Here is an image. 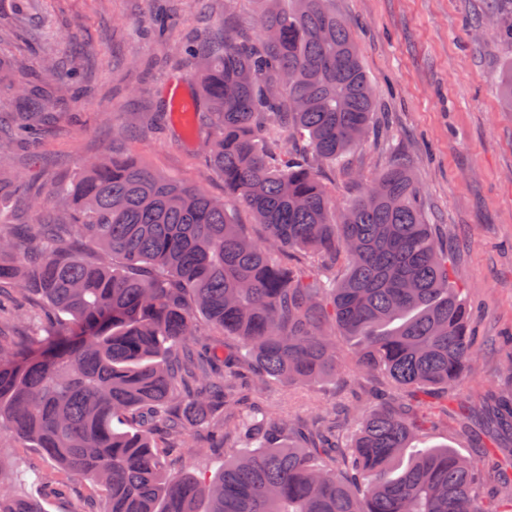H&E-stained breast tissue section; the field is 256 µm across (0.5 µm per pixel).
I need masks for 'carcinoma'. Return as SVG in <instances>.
I'll use <instances>...</instances> for the list:
<instances>
[{"instance_id": "1", "label": "carcinoma", "mask_w": 512, "mask_h": 512, "mask_svg": "<svg viewBox=\"0 0 512 512\" xmlns=\"http://www.w3.org/2000/svg\"><path fill=\"white\" fill-rule=\"evenodd\" d=\"M262 2L255 39L226 31L181 45L197 63L224 199L108 154L50 191L52 215L0 225V283L12 285L0 293V435L88 477L103 512H512V448L489 449L488 467L447 447L395 467L448 414L427 399L448 396L475 363L474 313L452 285L410 161L394 155L342 208L321 181L318 165L345 160L376 105L331 0ZM83 80L61 58L38 71L20 64L0 153L41 144ZM499 90L512 111V65ZM23 192L0 177V196ZM231 203L265 226V240L243 234ZM282 249L302 261L278 262ZM23 296L39 298L45 335L21 343L4 325ZM197 313L236 341L235 356L203 341ZM338 336L358 342L356 376L386 386L352 444L340 427L356 403L322 414L302 445L238 448L209 479L165 472L159 426L169 447L190 448L191 425L207 421L208 450L294 429L245 413L244 391L337 378ZM461 411L487 415L490 440L512 428V401L489 396ZM9 471L0 458V512H44L5 488Z\"/></svg>"}]
</instances>
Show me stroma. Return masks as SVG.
<instances>
[{
  "instance_id": "35a3bbf8",
  "label": "stroma",
  "mask_w": 512,
  "mask_h": 512,
  "mask_svg": "<svg viewBox=\"0 0 512 512\" xmlns=\"http://www.w3.org/2000/svg\"><path fill=\"white\" fill-rule=\"evenodd\" d=\"M155 0H31L24 17L0 0L11 35L0 38V112L10 111V78L16 61L41 62L52 52L75 58L86 80L69 103L62 130L38 148L0 157V166L32 189L45 191L70 180L83 161L107 149L138 158L152 171L202 186L223 196L224 180L211 170L204 152L208 130L197 113L185 124H154L170 80L187 78L190 58L177 54L179 42L193 41L226 24L254 36L253 0H181L176 26L164 38L144 37L140 27ZM332 9L356 38L362 65L376 91L373 128L347 156V168L320 165L319 175L338 204L362 191L363 176L384 169L391 152L413 164L423 190V209L452 260L453 279L475 308L478 357L463 387L452 393L448 418L427 428L421 448L446 446L464 456L483 454L480 427L464 419L458 401L488 392L512 395L506 372L507 337L512 334V112L500 102L498 78L512 63V40L496 35L512 22V8L497 0H332ZM129 112L144 121L130 134L116 130ZM349 381L327 380L294 389L259 388L256 405L283 418L307 420L350 399ZM206 427L192 430L193 445L206 443ZM192 445V447H193ZM189 448H168L172 470L186 468L212 476L224 458ZM0 456L11 464L7 479L17 493L38 495L32 470L52 465L37 449L0 437ZM66 493L43 498L45 512H86L97 489L77 475L63 478Z\"/></svg>"
}]
</instances>
